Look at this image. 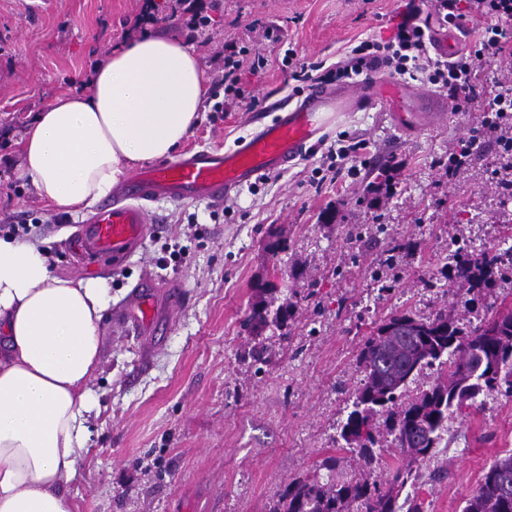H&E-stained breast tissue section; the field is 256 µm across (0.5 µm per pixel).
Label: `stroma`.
I'll return each instance as SVG.
<instances>
[{
  "label": "stroma",
  "mask_w": 512,
  "mask_h": 512,
  "mask_svg": "<svg viewBox=\"0 0 512 512\" xmlns=\"http://www.w3.org/2000/svg\"><path fill=\"white\" fill-rule=\"evenodd\" d=\"M153 35L190 46L208 94L183 150L231 147L252 133L257 114L292 100L281 67L298 58L336 64L348 47L386 39L408 4L426 0H196L208 26L171 17L176 0H152ZM143 0H0V225L26 224L48 250L52 270L72 275L63 239L85 212L41 199L21 178L20 136L57 95L78 89L135 32ZM268 60L242 71L258 110L213 111L227 45ZM477 112H448L418 132L399 128L391 109L347 112L321 139L267 181L223 201L170 198L149 205L156 230L127 265L102 276L111 307L99 324L101 366L87 451L70 486L77 512H270L284 489L306 477L386 480L404 457L381 430L371 466L340 432L363 373L358 351L394 312L429 318L453 312L476 326L512 308V275L469 289L446 272L462 244L512 236V196L496 186L507 160L497 144L475 148L456 178L448 152L468 141ZM358 141L356 177L329 179L331 150ZM324 175L314 188L315 175ZM285 241L272 252L271 243ZM179 281L185 299L162 336L145 343L112 323L144 274ZM285 307L283 327L253 332L260 301ZM512 450V398L479 397L448 423L431 459L415 463L404 489L425 512H462L486 469Z\"/></svg>",
  "instance_id": "35a3bbf8"
}]
</instances>
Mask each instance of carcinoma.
<instances>
[{
    "label": "carcinoma",
    "mask_w": 512,
    "mask_h": 512,
    "mask_svg": "<svg viewBox=\"0 0 512 512\" xmlns=\"http://www.w3.org/2000/svg\"><path fill=\"white\" fill-rule=\"evenodd\" d=\"M454 278L470 288L489 285L493 270L505 265L502 254L476 252L467 245L453 255ZM288 310L257 307L249 326L256 330L272 320L283 323ZM358 364L364 377L353 393V410L341 431L348 447L364 461L378 444L375 417L386 416L397 447L413 461L432 455L448 420L477 398L494 391L512 396V311L495 312L481 324L463 328L442 312L416 318L396 312L384 319L362 344ZM446 366L435 383L400 407L408 384L426 368ZM412 477L409 466L396 469L386 481L351 480L322 483L299 481L282 494L272 512H424L416 499L399 496ZM462 512H512V452L495 459Z\"/></svg>",
    "instance_id": "cac0c4a2"
}]
</instances>
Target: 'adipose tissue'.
Returning a JSON list of instances; mask_svg holds the SVG:
<instances>
[{
    "label": "adipose tissue",
    "instance_id": "ef3b65f1",
    "mask_svg": "<svg viewBox=\"0 0 512 512\" xmlns=\"http://www.w3.org/2000/svg\"><path fill=\"white\" fill-rule=\"evenodd\" d=\"M205 92L187 45L133 39L96 66L87 90L39 112L21 137V174L61 210L92 207L128 168L177 151ZM109 301L100 284L55 275L37 243L0 237V512H75L69 486Z\"/></svg>",
    "mask_w": 512,
    "mask_h": 512
}]
</instances>
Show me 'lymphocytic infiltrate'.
<instances>
[{"mask_svg":"<svg viewBox=\"0 0 512 512\" xmlns=\"http://www.w3.org/2000/svg\"><path fill=\"white\" fill-rule=\"evenodd\" d=\"M438 20L462 26L478 22L479 28L471 50L457 54L452 61L432 58L426 31L411 18H403L388 40H364L351 48L336 66L299 61L294 51H286L282 68L300 86L335 82L355 75L386 68L390 73L417 78L448 92L458 112L480 106L483 117L477 135L448 155V175L456 177L479 141L495 140L502 154L512 155V81L495 82L493 89L479 83L477 71L484 53L512 59V0H433ZM267 66L265 57L249 56L244 50H230L224 56V74L220 80L225 96L254 109L259 98L245 94L240 85L242 68L257 73Z\"/></svg>","mask_w":512,"mask_h":512,"instance_id":"obj_1","label":"lymphocytic infiltrate"}]
</instances>
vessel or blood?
<instances>
[{
    "label": "vessel or blood",
    "mask_w": 512,
    "mask_h": 512,
    "mask_svg": "<svg viewBox=\"0 0 512 512\" xmlns=\"http://www.w3.org/2000/svg\"><path fill=\"white\" fill-rule=\"evenodd\" d=\"M394 88L389 76L383 74L333 88L316 84L294 108L280 111L233 148L189 150L176 159L133 171L113 188L111 199L79 225L71 243L77 267L98 272L120 269L154 231L147 202L163 196L223 201L232 191L269 171L287 168L305 155L320 139L332 113L376 106L386 101ZM420 106V112L413 116L418 130L440 118L443 102L430 96ZM183 297V287L176 281L159 283L144 278L123 306L113 311L112 320L137 335L150 336Z\"/></svg>",
    "instance_id": "obj_1"
}]
</instances>
